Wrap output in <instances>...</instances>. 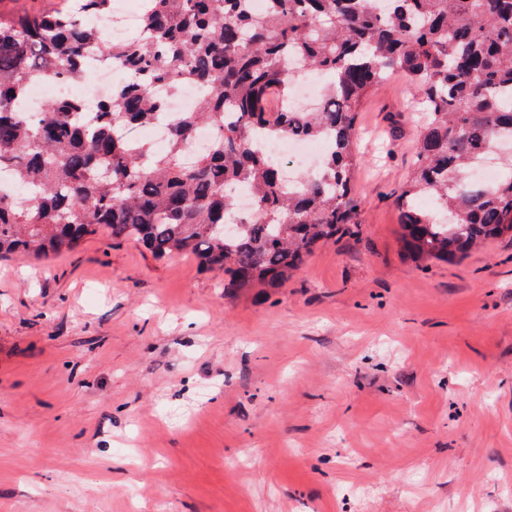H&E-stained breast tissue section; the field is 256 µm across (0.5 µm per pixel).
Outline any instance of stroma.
<instances>
[{"label": "stroma", "mask_w": 512, "mask_h": 512, "mask_svg": "<svg viewBox=\"0 0 512 512\" xmlns=\"http://www.w3.org/2000/svg\"><path fill=\"white\" fill-rule=\"evenodd\" d=\"M365 100L355 235L279 288L98 235L0 260V512H512V236L412 262Z\"/></svg>", "instance_id": "35a3bbf8"}]
</instances>
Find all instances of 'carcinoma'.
Returning <instances> with one entry per match:
<instances>
[{
  "label": "carcinoma",
  "instance_id": "carcinoma-1",
  "mask_svg": "<svg viewBox=\"0 0 512 512\" xmlns=\"http://www.w3.org/2000/svg\"><path fill=\"white\" fill-rule=\"evenodd\" d=\"M112 0H62L52 12L0 16V257H58L104 233L154 258L191 255L228 276L224 287H278L317 247L354 234L360 203L354 142L363 100L395 74L423 119L414 169L396 197L403 247L415 261L463 258L512 232V157L492 184L469 168L512 137V0H150L140 35L115 44L88 26ZM89 53L132 78L101 101L55 100L35 121L15 105L36 80L76 81ZM296 67L327 79L313 112L283 100ZM157 84L199 91L196 109L168 123L159 153L133 131L167 112ZM212 147L188 166L197 130ZM321 139L315 172L283 187V166L252 131ZM243 183L253 208L237 210Z\"/></svg>",
  "mask_w": 512,
  "mask_h": 512
}]
</instances>
